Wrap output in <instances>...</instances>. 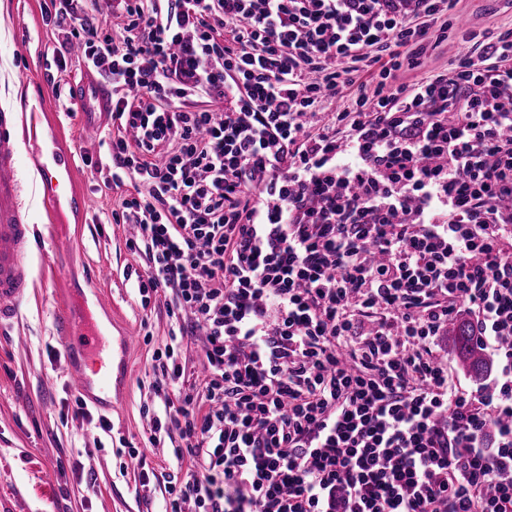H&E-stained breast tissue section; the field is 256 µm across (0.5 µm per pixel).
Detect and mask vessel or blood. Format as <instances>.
Listing matches in <instances>:
<instances>
[{
  "label": "vessel or blood",
  "mask_w": 512,
  "mask_h": 512,
  "mask_svg": "<svg viewBox=\"0 0 512 512\" xmlns=\"http://www.w3.org/2000/svg\"><path fill=\"white\" fill-rule=\"evenodd\" d=\"M81 87L78 125L83 136L92 139L103 130L108 91L88 78L82 81ZM22 154L33 162L47 210L56 211L63 201L73 210L85 209L84 196L62 177L70 158L46 137L39 102L28 104L22 113L0 115V327L17 319L19 306L32 284L28 259L33 227L20 201L18 157ZM54 323L77 392L106 402L112 390V375L106 372L90 378L81 364L83 357L107 341L94 310L83 297L74 294L55 311Z\"/></svg>",
  "instance_id": "obj_1"
}]
</instances>
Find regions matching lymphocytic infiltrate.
<instances>
[{
  "label": "lymphocytic infiltrate",
  "mask_w": 512,
  "mask_h": 512,
  "mask_svg": "<svg viewBox=\"0 0 512 512\" xmlns=\"http://www.w3.org/2000/svg\"><path fill=\"white\" fill-rule=\"evenodd\" d=\"M105 2L50 0V49L112 90L97 171L170 296V512H512V33L435 72L458 0ZM463 315L492 388L433 354ZM201 342L198 336L185 338L180 351L182 363L186 367V385L193 383L199 374Z\"/></svg>",
  "instance_id": "f902f5d3"
}]
</instances>
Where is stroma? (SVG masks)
<instances>
[{
  "label": "stroma",
  "mask_w": 512,
  "mask_h": 512,
  "mask_svg": "<svg viewBox=\"0 0 512 512\" xmlns=\"http://www.w3.org/2000/svg\"><path fill=\"white\" fill-rule=\"evenodd\" d=\"M457 13L461 24L429 52L430 69L446 70L472 51L473 35L512 31V0H460ZM48 36L44 0H0V110L40 100L46 131L77 156L70 178L86 196L85 215L51 221L35 192L36 173L21 160L23 210L34 228L33 288L17 320L0 328V512H165L169 477L185 475L188 464L176 460L169 439L151 442L143 408L160 403L151 390V355L168 341L172 320L164 299L141 304L136 275L145 262L126 245L131 228L104 219L118 193L82 161L107 151L80 136L78 101L68 95L85 70L76 62L64 72L50 67ZM58 235L70 246L53 250ZM74 289L91 303L109 294L111 307L98 312L107 335L137 338L119 409L91 407L88 420L74 414L77 393L53 321L58 302ZM102 417L110 431L100 428ZM130 448L140 452L134 470L125 466ZM145 471L153 475L146 489Z\"/></svg>",
  "instance_id": "obj_1"
}]
</instances>
